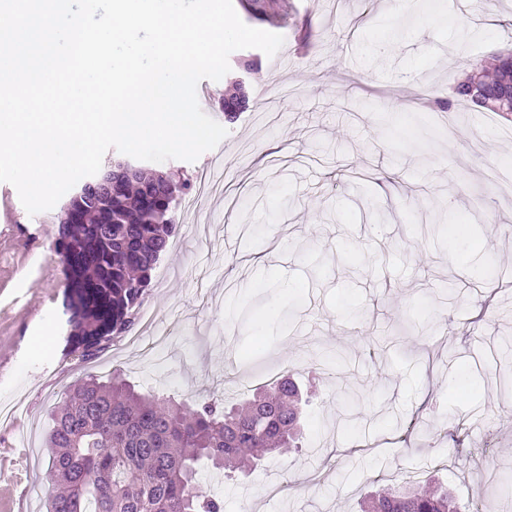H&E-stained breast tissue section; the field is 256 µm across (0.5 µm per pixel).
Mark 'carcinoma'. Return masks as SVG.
Returning a JSON list of instances; mask_svg holds the SVG:
<instances>
[{
	"mask_svg": "<svg viewBox=\"0 0 512 512\" xmlns=\"http://www.w3.org/2000/svg\"><path fill=\"white\" fill-rule=\"evenodd\" d=\"M495 56L481 67L488 91L512 83ZM122 184L96 200L70 199L80 224L59 228L67 285L84 288L74 338L85 360L101 340L130 330L152 271L170 246L182 185L163 175L116 176ZM299 392L291 380L257 388L229 408L194 406L143 394L120 375L67 387L43 440L53 490L46 512H222L196 483L200 461L244 474L268 454L296 447ZM364 512H460L446 492L410 482L371 496Z\"/></svg>",
	"mask_w": 512,
	"mask_h": 512,
	"instance_id": "obj_1",
	"label": "carcinoma"
}]
</instances>
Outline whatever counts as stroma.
<instances>
[{
  "mask_svg": "<svg viewBox=\"0 0 512 512\" xmlns=\"http://www.w3.org/2000/svg\"><path fill=\"white\" fill-rule=\"evenodd\" d=\"M392 2L233 0L284 44L234 51L228 76L198 84L216 120L246 75L248 107L217 148L156 169L187 197L211 161L223 174L201 208L173 210L152 321L93 361L70 341L58 235L42 230L61 206L29 215L0 182V402L24 407L0 421V512L51 491L41 436L62 390L115 371L228 405L292 375L298 447L244 476L199 472L223 512H362L414 470L485 512L512 499V118L452 98L512 50V0ZM274 482L289 493L268 497Z\"/></svg>",
  "mask_w": 512,
  "mask_h": 512,
  "instance_id": "35a3bbf8",
  "label": "stroma"
}]
</instances>
